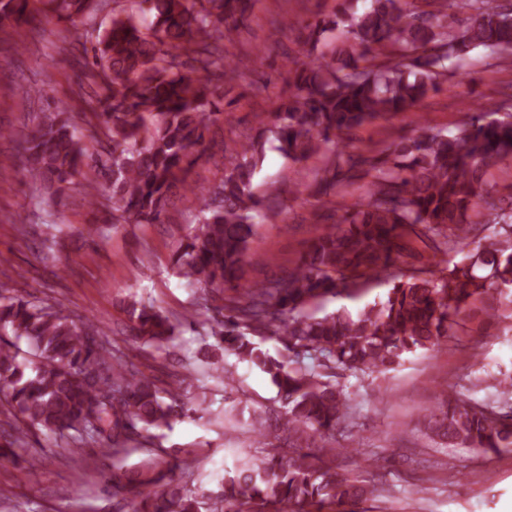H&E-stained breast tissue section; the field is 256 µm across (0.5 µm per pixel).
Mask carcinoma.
Returning <instances> with one entry per match:
<instances>
[{
  "mask_svg": "<svg viewBox=\"0 0 512 512\" xmlns=\"http://www.w3.org/2000/svg\"><path fill=\"white\" fill-rule=\"evenodd\" d=\"M363 11L306 25L293 89L258 132L224 146V176L207 187L186 180L202 159L206 134L224 119L235 89L231 51L254 0H139L144 23L112 0L110 24L98 32L85 64L97 73L104 111H93L112 142L106 159L80 146L72 112L47 98L34 130L14 139L15 159L31 180L59 200L90 164L107 176L112 223L155 224L180 183L200 197L198 223L174 261L178 276L210 289L199 307L220 317L205 323L215 339L203 355L207 375L240 391L233 356L269 375L280 410L256 411V453L239 460L217 490L174 482L193 460L151 450L134 466L112 464L115 512H356L380 496L364 480L341 477L321 456L302 453L347 427L350 400L336 381L382 373L410 353L438 346L452 327L488 314L512 319V182H490L512 162V114L491 105L450 136L402 137L381 156L335 153L307 185L321 200L342 183L364 181L358 201L315 236L294 270L267 283L247 279L253 227L279 188L258 192L253 178L273 139L295 162L350 139L366 123L416 108L441 90L469 51L512 56V0H367ZM59 21L93 25L107 0H45ZM467 15L460 23L459 15ZM41 23L35 0H0V30ZM450 252L462 259L441 265ZM392 282L383 301L357 314L321 317L312 301L357 294L372 280ZM234 295L224 297V290ZM132 335L152 345L173 339L180 324L135 295L123 305ZM280 339L288 357L260 342ZM26 348H21V345ZM114 358L97 326L60 305L0 294V456L15 455L29 435L49 431L80 450L102 445L117 458L145 446L150 431L193 418L184 380L163 388ZM426 428L446 447L483 452L512 447V407L495 409L445 394Z\"/></svg>",
  "mask_w": 512,
  "mask_h": 512,
  "instance_id": "obj_1",
  "label": "carcinoma"
}]
</instances>
